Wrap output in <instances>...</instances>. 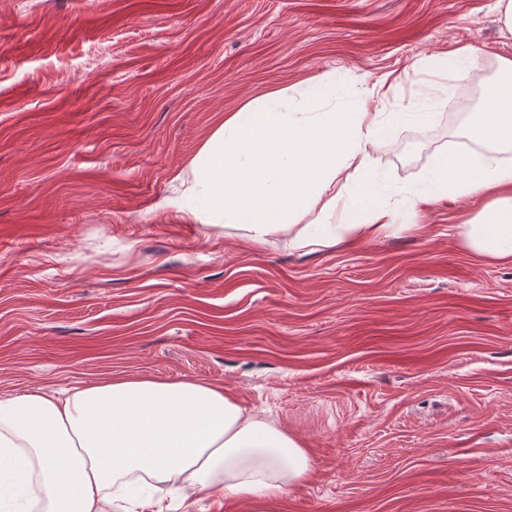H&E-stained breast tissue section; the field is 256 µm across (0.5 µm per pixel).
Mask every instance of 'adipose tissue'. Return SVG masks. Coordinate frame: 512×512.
<instances>
[{
    "instance_id": "obj_1",
    "label": "adipose tissue",
    "mask_w": 512,
    "mask_h": 512,
    "mask_svg": "<svg viewBox=\"0 0 512 512\" xmlns=\"http://www.w3.org/2000/svg\"><path fill=\"white\" fill-rule=\"evenodd\" d=\"M278 90L237 111L204 143L182 197L169 200L190 224L246 231L254 249L287 232L290 247L358 249L394 223L388 190L368 143L397 122L430 114L368 112L347 102L326 112L289 111ZM482 152L441 156L415 192V206L484 199L463 241L475 255L512 264V102L489 96L469 128ZM348 215L331 217L337 208ZM312 461L303 444L246 412L217 385L126 376L0 397V512H112L169 486L184 496L244 499L249 512H279Z\"/></svg>"
}]
</instances>
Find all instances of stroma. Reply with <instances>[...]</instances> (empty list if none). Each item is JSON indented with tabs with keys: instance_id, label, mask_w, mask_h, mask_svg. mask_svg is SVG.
<instances>
[{
	"instance_id": "obj_1",
	"label": "stroma",
	"mask_w": 512,
	"mask_h": 512,
	"mask_svg": "<svg viewBox=\"0 0 512 512\" xmlns=\"http://www.w3.org/2000/svg\"><path fill=\"white\" fill-rule=\"evenodd\" d=\"M497 3L0 0V394L191 377L307 448L281 512H512V265L462 245L480 202L410 204L512 58ZM464 48L460 113L425 63ZM308 83L431 105L369 148L395 223L314 252L182 223L225 113Z\"/></svg>"
}]
</instances>
